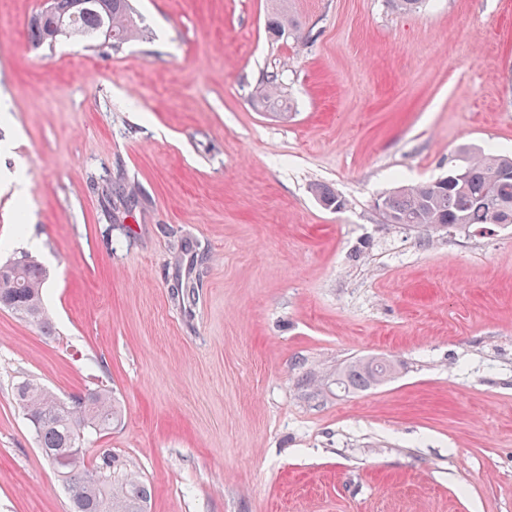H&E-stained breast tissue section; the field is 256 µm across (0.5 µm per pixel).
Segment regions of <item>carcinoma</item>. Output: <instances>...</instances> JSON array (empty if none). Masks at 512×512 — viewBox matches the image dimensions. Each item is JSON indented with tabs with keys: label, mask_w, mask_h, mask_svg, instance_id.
Instances as JSON below:
<instances>
[{
	"label": "carcinoma",
	"mask_w": 512,
	"mask_h": 512,
	"mask_svg": "<svg viewBox=\"0 0 512 512\" xmlns=\"http://www.w3.org/2000/svg\"><path fill=\"white\" fill-rule=\"evenodd\" d=\"M55 8L56 13L41 11L31 20V36L38 47L62 39L83 43L108 37L115 48L140 34L131 0H56ZM267 30L273 40L305 37L303 24L284 7L268 17ZM257 105L285 117L290 109L272 80L263 83ZM448 176L455 183L446 187L432 180L383 196L385 222L434 230L512 224V157L479 153ZM47 276L46 267L26 252L0 264V309L49 335L53 324L43 299ZM395 372L391 361L359 360L338 375L337 385L348 391L368 388ZM15 400L42 457L58 467L69 512H147L150 491L134 466L109 450L89 462L80 442L82 436L105 435L121 417L109 390L88 389L66 402L44 385L25 379L15 387Z\"/></svg>",
	"instance_id": "obj_1"
}]
</instances>
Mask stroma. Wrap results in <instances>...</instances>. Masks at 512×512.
<instances>
[{
    "label": "stroma",
    "instance_id": "35a3bbf8",
    "mask_svg": "<svg viewBox=\"0 0 512 512\" xmlns=\"http://www.w3.org/2000/svg\"><path fill=\"white\" fill-rule=\"evenodd\" d=\"M132 5L140 38L48 50L42 0H0V263L47 268L55 326L0 309V512H68L27 376L111 390L89 448L149 512H512V224L376 207L512 155V0H288L301 43L273 0ZM273 71L284 118L253 101ZM367 357L394 377L338 390ZM280 8L272 12L267 21V30L273 40L291 37L297 41L305 37V27L283 7L286 1H278Z\"/></svg>",
    "mask_w": 512,
    "mask_h": 512
}]
</instances>
